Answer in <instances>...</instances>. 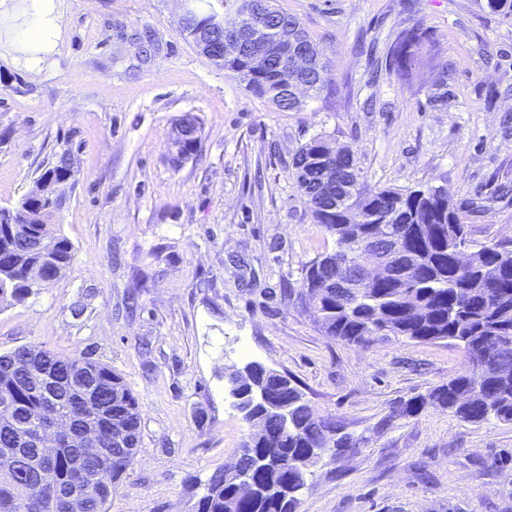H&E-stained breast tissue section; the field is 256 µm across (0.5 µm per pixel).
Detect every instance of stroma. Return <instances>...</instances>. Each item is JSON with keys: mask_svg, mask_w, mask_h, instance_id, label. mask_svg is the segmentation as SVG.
Masks as SVG:
<instances>
[{"mask_svg": "<svg viewBox=\"0 0 512 512\" xmlns=\"http://www.w3.org/2000/svg\"><path fill=\"white\" fill-rule=\"evenodd\" d=\"M484 0H275L330 64V98L294 112L245 90L179 33L182 0H55L53 35L28 44V0H0V207L68 155L55 224L73 257L47 288L0 305V352L41 346L112 366L139 400L141 448L109 512H193L234 464L246 423L224 370L288 374L360 441L318 466L299 512H512V423L429 406L466 357L447 342L346 345L302 307L304 269L334 247L292 176L301 145H348L373 189L430 180L469 215L476 243L512 246V19ZM420 25L412 82L381 69ZM446 78H439V71ZM201 150L170 161L177 119Z\"/></svg>", "mask_w": 512, "mask_h": 512, "instance_id": "obj_1", "label": "stroma"}]
</instances>
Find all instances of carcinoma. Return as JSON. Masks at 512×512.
Listing matches in <instances>:
<instances>
[{"label":"carcinoma","instance_id":"obj_1","mask_svg":"<svg viewBox=\"0 0 512 512\" xmlns=\"http://www.w3.org/2000/svg\"><path fill=\"white\" fill-rule=\"evenodd\" d=\"M209 20V15L195 9L185 20L180 34L190 39L189 30H196ZM283 36L302 38L311 45L313 56L322 53L312 45L299 19L277 11L272 18ZM423 33L413 24L402 29L390 46L385 67L403 82H409L423 50ZM250 67V55L237 49L224 58V69L233 75ZM321 72L308 79L310 90L320 94L332 91L333 82L325 63ZM291 71L287 61L273 54L266 66L245 82V89L259 97L273 99L271 92L289 83ZM195 132L190 139L174 136L172 159L197 155L201 148V123L191 113L183 115L175 127ZM327 139L316 135L303 144L292 159V175L301 195L308 201L314 223L321 225L334 244L351 255H357L361 243L380 224L392 225L402 239L408 254L419 258L411 264L405 260L396 267V275L367 289L355 299H344L329 281L336 276L330 254L310 261L305 268L300 298L306 306L316 307L317 321L325 335L348 345L367 347L391 337L420 343L448 341L463 350L466 365L461 373L425 395L417 396L399 409V416L417 415L432 405L452 413L462 421L474 424L496 419L512 422V350L498 352L497 364L484 368L474 359L486 354L503 338L512 339V249L503 244H484L472 250L470 269L455 270L452 250L461 241L469 240L463 209L457 207L447 191L438 190L434 182L410 188L371 189L360 182L347 205L336 211L327 210L312 198L324 166L338 173L357 171L356 159L345 144H336V152L323 163L316 160ZM71 177L68 157L64 154L49 163L34 182L32 189L13 210L0 208V302L10 299L25 301L30 295L55 279L58 268L72 260V243L58 236L53 229L54 217L62 200L55 185ZM374 220L361 225L354 237L351 225L361 216ZM45 241L47 254L31 249V244ZM497 262L501 276L488 291L482 279V268ZM38 357L61 370L85 363L101 392L106 406L98 418L101 444L118 448L113 461L105 464L109 472L108 488L92 487L87 492V507L59 503L51 508L28 489L27 478L12 480L0 477V512H108L112 494L132 465L141 443L142 417L137 397L119 372L111 366L85 356H63L38 346H22L0 354V400H9L15 409L16 425H26L32 414L45 418L80 416L75 404H66L33 389L25 366L29 356ZM242 386L247 390L259 387L278 402L288 404V423L274 408L254 405L242 415L247 424L261 423L264 436L252 447L240 444L237 466L250 467V476L258 491L242 496L236 486V474L216 469L204 484V491L195 503V512H295L297 489L309 485L313 469L323 457L313 453L320 446L325 430L336 425L330 417L321 416L309 405L306 393L290 378L279 381L268 376L264 366L251 362L241 371ZM119 420L122 431L111 429L109 418ZM80 449L66 442L60 445L53 463L57 485L64 489L80 479L76 459Z\"/></svg>","mask_w":512,"mask_h":512}]
</instances>
